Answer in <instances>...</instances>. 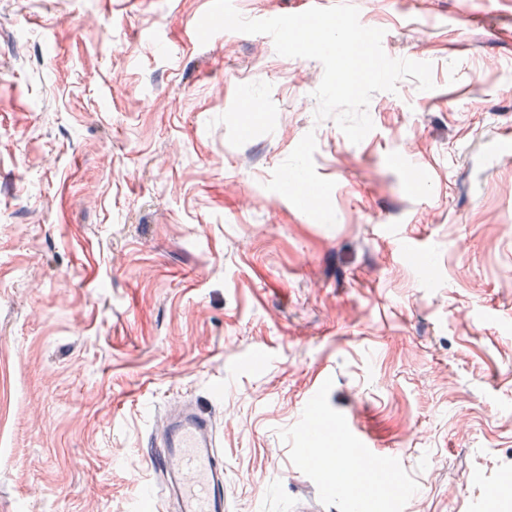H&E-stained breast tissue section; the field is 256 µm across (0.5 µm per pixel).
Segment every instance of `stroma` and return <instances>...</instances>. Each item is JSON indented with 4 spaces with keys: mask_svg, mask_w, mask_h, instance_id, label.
<instances>
[{
    "mask_svg": "<svg viewBox=\"0 0 512 512\" xmlns=\"http://www.w3.org/2000/svg\"><path fill=\"white\" fill-rule=\"evenodd\" d=\"M355 3L435 84L357 144L211 0H0V512H176L191 401L226 512H350L304 451L363 437L407 486L371 512H512V0ZM152 467L163 477V500L178 512H224V457L209 416L195 407L171 413ZM159 447V448H157Z\"/></svg>",
    "mask_w": 512,
    "mask_h": 512,
    "instance_id": "1",
    "label": "stroma"
}]
</instances>
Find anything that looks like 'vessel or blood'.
<instances>
[{"label":"vessel or blood","mask_w":512,"mask_h":512,"mask_svg":"<svg viewBox=\"0 0 512 512\" xmlns=\"http://www.w3.org/2000/svg\"><path fill=\"white\" fill-rule=\"evenodd\" d=\"M344 477L342 493L355 500L361 493L358 455L336 453ZM151 464L162 476L164 500L175 501L177 512H224V457L209 416L190 407L170 415Z\"/></svg>","instance_id":"b4317fda"}]
</instances>
